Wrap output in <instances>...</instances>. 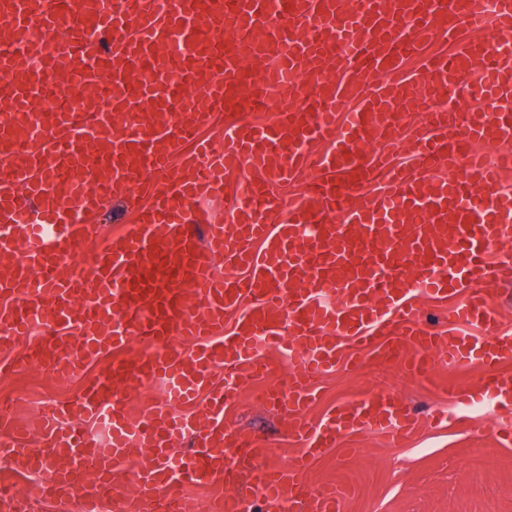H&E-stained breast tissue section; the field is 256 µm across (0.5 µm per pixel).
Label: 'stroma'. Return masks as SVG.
<instances>
[{"label":"stroma","mask_w":512,"mask_h":512,"mask_svg":"<svg viewBox=\"0 0 512 512\" xmlns=\"http://www.w3.org/2000/svg\"><path fill=\"white\" fill-rule=\"evenodd\" d=\"M494 320L467 328L480 343L512 333V283L491 294ZM482 368L455 371L436 368L431 379L411 375L403 365L381 363L355 342L341 344L332 373L315 380L316 396L306 411L320 421L342 403L374 394L397 397L415 427L397 444L361 433L308 462L304 474L312 487L335 485L346 490L343 512H512V443L500 441L492 416L472 412L469 402L451 396L448 386H477ZM292 373L275 358L265 380L242 385L224 406L225 425L256 435L269 449V463L287 466L300 451L290 416L267 401L269 390H287ZM80 380H60L52 367L35 362L0 376V402H11L0 419V440L10 422H31V444L41 445L38 427L47 408L71 399Z\"/></svg>","instance_id":"35a3bbf8"}]
</instances>
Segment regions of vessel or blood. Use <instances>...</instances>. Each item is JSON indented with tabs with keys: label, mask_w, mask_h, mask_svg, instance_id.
Wrapping results in <instances>:
<instances>
[{
	"label": "vessel or blood",
	"mask_w": 512,
	"mask_h": 512,
	"mask_svg": "<svg viewBox=\"0 0 512 512\" xmlns=\"http://www.w3.org/2000/svg\"><path fill=\"white\" fill-rule=\"evenodd\" d=\"M97 2L0 0L8 15L0 33L26 32L36 15L64 33L51 58L54 74L90 84L106 72L123 90L95 124L74 129L61 112L46 126L31 107L40 75L28 68L24 44L0 50V73L8 77L0 102L23 117L36 144L28 165L0 184V331L8 334L0 350L43 324L55 339L39 353H59L77 328L85 360L104 362L73 401L43 417L47 448L25 444L27 428L14 427L7 448L17 473L61 456L90 465L107 483L116 463L149 447L156 454L136 473L134 492L113 490L112 512H156L181 485L228 483L241 469L271 512H341L339 490L313 489L298 466L266 464L267 448L228 429L224 401L238 379H263L270 351L284 350L301 379L273 403L296 417L303 458L346 435L398 437L410 424L389 397L336 407L314 425L305 419L306 382L334 367L344 338L420 375L438 365L489 368L468 399L496 404V430L512 437V373L500 369L512 360V336L483 346L446 336L421 327L411 306L415 294L467 288L471 297L455 318L484 324L491 319L487 284L512 280L511 257L486 259L512 243V195L498 191L496 167L470 151L475 142L512 143V54L499 56L479 83V110L448 104L449 81L490 49L462 35L489 23L478 0H112L108 10ZM219 28L223 40L207 38ZM439 36L455 41L454 54L429 56L407 75L404 58ZM173 41L177 55L163 53ZM252 57L278 58L280 67L251 71L245 62ZM367 68L377 81L363 80ZM285 72L317 78L315 94L285 99L273 124L245 120L265 107L267 88ZM188 86L201 102L185 100ZM350 104L354 112L337 128V111ZM139 109L151 122L116 135V116ZM410 110L422 114L425 130L407 131ZM219 113L220 151L198 136ZM323 140L335 141V151L311 157L308 146ZM399 147L415 169L391 165ZM459 154L467 157L461 172L439 177ZM376 177L380 191L354 206ZM276 182L297 183L302 193L277 226ZM205 197L223 198L225 221L202 235L196 205ZM105 200L135 208L137 219L96 251L93 219ZM303 224L316 232L298 234ZM20 243L25 252L14 255ZM81 253L91 256V278L58 276L60 263ZM326 293L333 304L322 302ZM134 338L144 352L123 357ZM218 369L226 380L220 390L211 386ZM159 378L168 384L165 399L150 414L134 412L129 393ZM205 391L209 418L202 421L193 408ZM66 418L101 424L105 439L62 427ZM189 433L194 450L171 457L170 447Z\"/></svg>",
	"instance_id": "1"
}]
</instances>
